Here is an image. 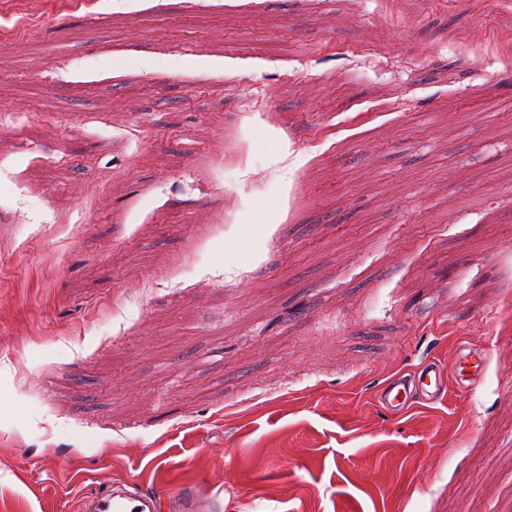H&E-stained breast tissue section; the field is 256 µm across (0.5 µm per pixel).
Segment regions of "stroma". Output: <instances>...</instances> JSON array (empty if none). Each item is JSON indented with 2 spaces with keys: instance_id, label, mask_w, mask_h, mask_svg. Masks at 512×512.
Returning a JSON list of instances; mask_svg holds the SVG:
<instances>
[{
  "instance_id": "35a3bbf8",
  "label": "stroma",
  "mask_w": 512,
  "mask_h": 512,
  "mask_svg": "<svg viewBox=\"0 0 512 512\" xmlns=\"http://www.w3.org/2000/svg\"><path fill=\"white\" fill-rule=\"evenodd\" d=\"M0 512H512V8L0 0ZM473 389L383 383L460 345ZM475 360V363L472 361ZM480 361L479 353L472 350L468 346H463L459 351L458 365L455 372V380L459 387L469 388L473 386L480 376ZM471 371L466 372L463 364H471ZM447 384L441 368L433 361L423 364L412 379L396 374L381 387L378 399L386 410L400 413L410 405L414 396L428 401L439 399L446 391ZM219 499L220 493L205 499L194 487L147 491L126 480H113L104 491L93 495L86 507L92 512H221L223 502Z\"/></svg>"
}]
</instances>
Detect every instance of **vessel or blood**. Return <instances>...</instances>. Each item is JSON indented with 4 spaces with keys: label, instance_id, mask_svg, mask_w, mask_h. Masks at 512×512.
<instances>
[{
    "label": "vessel or blood",
    "instance_id": "obj_1",
    "mask_svg": "<svg viewBox=\"0 0 512 512\" xmlns=\"http://www.w3.org/2000/svg\"><path fill=\"white\" fill-rule=\"evenodd\" d=\"M479 353L469 347L459 351L455 380L459 387L473 386L480 376ZM447 384L441 368L432 361L423 364L413 378L394 375L381 387L378 399L386 410L399 413L409 407L413 397L439 399ZM89 512H222L218 495L203 497L193 487L158 488L147 491L126 480L111 481L104 491L87 503Z\"/></svg>",
    "mask_w": 512,
    "mask_h": 512
}]
</instances>
